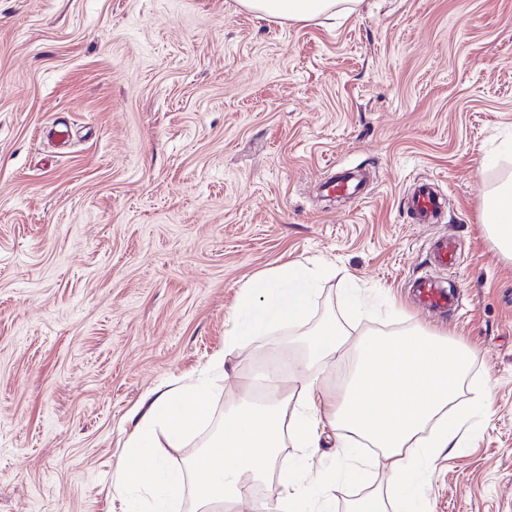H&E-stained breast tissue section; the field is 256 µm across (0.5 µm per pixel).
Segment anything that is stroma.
<instances>
[{"mask_svg":"<svg viewBox=\"0 0 512 512\" xmlns=\"http://www.w3.org/2000/svg\"><path fill=\"white\" fill-rule=\"evenodd\" d=\"M509 143L512 0H361L283 25L236 0H0V512H121L137 408L220 350L230 377L173 466L270 389L311 379L339 402L353 352L313 362L303 345L328 320L470 351L446 413L471 431L422 488L431 512H512V259L481 221ZM334 167L362 169L369 198L325 196ZM421 181L441 223L408 217ZM444 234L463 307L431 317L408 283ZM287 262L327 270L304 319L228 350L242 285ZM335 443L309 462L280 449L234 512L286 496L282 473L334 468ZM363 459L336 473L334 512L387 491L381 452Z\"/></svg>","mask_w":512,"mask_h":512,"instance_id":"stroma-1","label":"stroma"}]
</instances>
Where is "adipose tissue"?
<instances>
[{
	"label": "adipose tissue",
	"mask_w": 512,
	"mask_h": 512,
	"mask_svg": "<svg viewBox=\"0 0 512 512\" xmlns=\"http://www.w3.org/2000/svg\"><path fill=\"white\" fill-rule=\"evenodd\" d=\"M238 2L260 18L283 23L335 17L344 0ZM482 222L492 230L499 249L512 257V183L486 196ZM313 277L312 271L288 263L263 282L243 284L242 316L230 332V344L249 334L253 312L273 323L301 321ZM349 345L355 349L357 364L339 409L327 412L328 402L312 382L292 411L284 398L266 406L241 404L202 458L184 471L168 468L165 453L181 447L209 420L221 378L216 375L148 393L114 471V488L125 495L123 512H178L187 494L198 512H217L218 506L239 503L250 481L274 463L279 448L289 444L313 456L327 425L345 438V456L360 455L349 442L353 435L382 449L401 496L402 512H429L427 499L413 488L414 481L440 454L459 448L460 439L455 429L444 426L431 431L427 425L454 400L469 356L455 343L415 330L353 339L331 321L316 333L313 358L330 360Z\"/></svg>",
	"instance_id": "obj_1"
}]
</instances>
